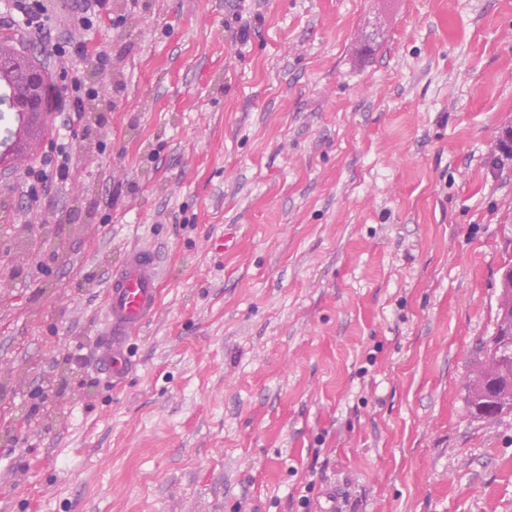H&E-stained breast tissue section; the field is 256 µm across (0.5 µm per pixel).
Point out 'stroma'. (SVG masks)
<instances>
[{
  "label": "stroma",
  "mask_w": 512,
  "mask_h": 512,
  "mask_svg": "<svg viewBox=\"0 0 512 512\" xmlns=\"http://www.w3.org/2000/svg\"><path fill=\"white\" fill-rule=\"evenodd\" d=\"M64 194L0 169V512H512L470 416L512 261V0H108ZM251 24L233 37L234 14ZM111 108H102V100ZM161 248L129 380L104 286Z\"/></svg>",
  "instance_id": "1"
}]
</instances>
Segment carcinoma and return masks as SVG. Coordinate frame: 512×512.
Returning <instances> with one entry per match:
<instances>
[{"mask_svg": "<svg viewBox=\"0 0 512 512\" xmlns=\"http://www.w3.org/2000/svg\"><path fill=\"white\" fill-rule=\"evenodd\" d=\"M468 380L470 413L477 419L512 414V312L498 311L496 330L482 343Z\"/></svg>", "mask_w": 512, "mask_h": 512, "instance_id": "cac0c4a2", "label": "carcinoma"}]
</instances>
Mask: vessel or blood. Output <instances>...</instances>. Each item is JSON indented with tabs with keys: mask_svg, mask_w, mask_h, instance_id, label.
<instances>
[{
	"mask_svg": "<svg viewBox=\"0 0 512 512\" xmlns=\"http://www.w3.org/2000/svg\"><path fill=\"white\" fill-rule=\"evenodd\" d=\"M164 256L153 246L126 252L113 269L104 293V339L98 352V369L113 383L126 381L134 359L130 340L155 315Z\"/></svg>",
	"mask_w": 512,
	"mask_h": 512,
	"instance_id": "b4317fda",
	"label": "vessel or blood"
}]
</instances>
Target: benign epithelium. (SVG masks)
Masks as SVG:
<instances>
[{
	"label": "benign epithelium",
	"instance_id": "benign-epithelium-1",
	"mask_svg": "<svg viewBox=\"0 0 512 512\" xmlns=\"http://www.w3.org/2000/svg\"><path fill=\"white\" fill-rule=\"evenodd\" d=\"M42 87L41 75L35 68L11 54L0 55V90L7 93L18 121L14 153L25 146L34 126L48 120Z\"/></svg>",
	"mask_w": 512,
	"mask_h": 512
}]
</instances>
